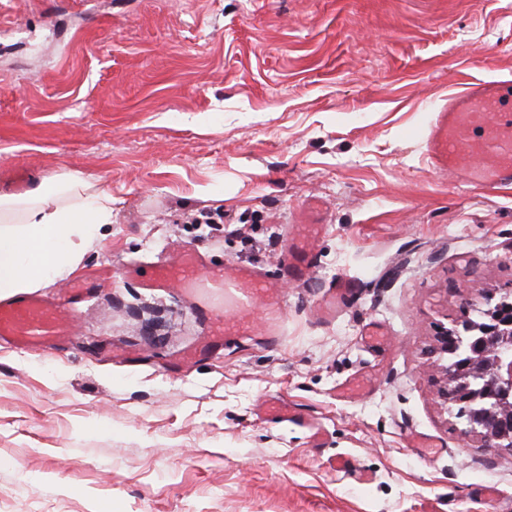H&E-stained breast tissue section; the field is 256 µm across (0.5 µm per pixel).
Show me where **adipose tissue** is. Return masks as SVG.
<instances>
[{
  "label": "adipose tissue",
  "mask_w": 512,
  "mask_h": 512,
  "mask_svg": "<svg viewBox=\"0 0 512 512\" xmlns=\"http://www.w3.org/2000/svg\"><path fill=\"white\" fill-rule=\"evenodd\" d=\"M111 221V192L73 174L43 179L23 194H0V297L71 274Z\"/></svg>",
  "instance_id": "1"
}]
</instances>
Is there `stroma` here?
<instances>
[{
	"instance_id": "35a3bbf8",
	"label": "stroma",
	"mask_w": 512,
	"mask_h": 512,
	"mask_svg": "<svg viewBox=\"0 0 512 512\" xmlns=\"http://www.w3.org/2000/svg\"><path fill=\"white\" fill-rule=\"evenodd\" d=\"M463 68L512 74V0H0V191L78 173L112 193L77 268L106 277L71 302L73 336L0 345V512H512V456L461 436L423 356L436 325L512 292V191L427 157ZM315 200L318 263L282 277ZM184 245L203 269L278 277L277 343L258 314L249 338L206 343L190 302L142 287ZM344 269L364 284L318 323ZM269 396L324 443L261 415ZM344 455L369 481L329 468Z\"/></svg>"
}]
</instances>
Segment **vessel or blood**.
<instances>
[{"label":"vessel or blood","instance_id":"obj_1","mask_svg":"<svg viewBox=\"0 0 512 512\" xmlns=\"http://www.w3.org/2000/svg\"><path fill=\"white\" fill-rule=\"evenodd\" d=\"M427 152L434 167L447 171L449 180L480 191L512 187V76L484 80L459 74L448 89V109L435 113L427 129ZM317 263L305 241L286 246L283 274L303 277ZM148 288L180 287L208 299L209 333L237 337L247 333V316L262 306L270 336H278L283 305L275 282L259 269L244 266L234 273L213 270L199 275L193 249L173 260L155 265L144 281ZM359 278L337 273L318 304L322 319L335 320L346 307ZM72 333V322L63 305L38 294L0 300V340L21 350H49ZM268 414L296 425L310 421L280 398L265 401Z\"/></svg>","mask_w":512,"mask_h":512}]
</instances>
